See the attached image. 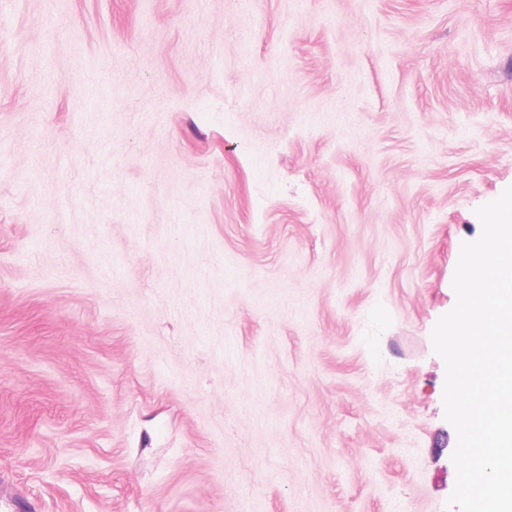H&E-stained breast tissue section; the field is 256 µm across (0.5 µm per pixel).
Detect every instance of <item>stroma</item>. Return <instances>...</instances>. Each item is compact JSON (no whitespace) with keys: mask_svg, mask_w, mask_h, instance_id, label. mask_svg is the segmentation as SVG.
<instances>
[{"mask_svg":"<svg viewBox=\"0 0 512 512\" xmlns=\"http://www.w3.org/2000/svg\"><path fill=\"white\" fill-rule=\"evenodd\" d=\"M510 186L512 0H0V512H449Z\"/></svg>","mask_w":512,"mask_h":512,"instance_id":"35a3bbf8","label":"stroma"}]
</instances>
